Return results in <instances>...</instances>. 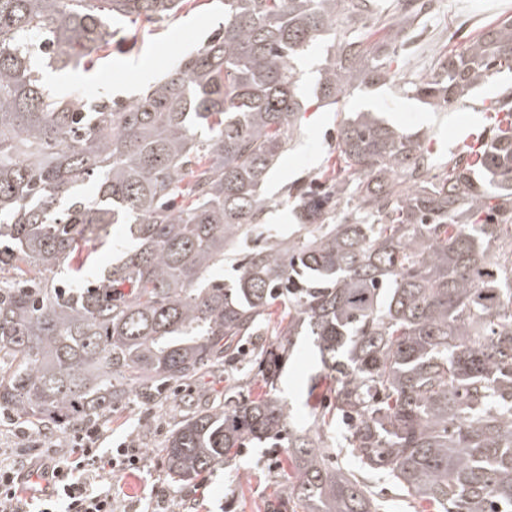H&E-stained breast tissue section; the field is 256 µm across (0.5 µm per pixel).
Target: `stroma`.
Returning <instances> with one entry per match:
<instances>
[{"instance_id": "35a3bbf8", "label": "stroma", "mask_w": 512, "mask_h": 512, "mask_svg": "<svg viewBox=\"0 0 512 512\" xmlns=\"http://www.w3.org/2000/svg\"><path fill=\"white\" fill-rule=\"evenodd\" d=\"M419 5V24L410 30L400 52L404 71L425 75L437 59L460 50L497 18L491 0H412ZM224 11L220 0H194L178 15L145 28L117 25L109 53L84 68L47 74L46 82L59 92L95 99H132L162 76L177 53L198 47L220 28ZM512 94V74L505 73L484 85L475 96L440 109L408 97L399 89L397 77L356 89L336 108L319 106L308 99L298 133L273 167L264 186L272 201L261 216L264 224L288 229L296 223V204L285 195L287 185L314 176L331 163L330 152L340 121L351 113L373 112L406 133L419 136L438 163H447L468 135L487 134L494 121L489 116L491 101ZM250 364L202 374L191 385H178L167 403L146 406L137 400L114 409L103 429V450L129 440L143 451L144 464L137 470L107 474L102 486L126 504L147 512L152 489L166 490L171 512H275L284 489L281 468L287 456L283 448H245L228 464H219L197 480L196 493L172 482L165 473L164 444L173 425L189 406L202 400L219 403L230 389L260 384L251 378ZM320 372L319 359L311 346L300 345L282 368L279 394L296 419L309 417L311 380ZM378 512H422L418 499L399 491L383 474L369 475Z\"/></svg>"}]
</instances>
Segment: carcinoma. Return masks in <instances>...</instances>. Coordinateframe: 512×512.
I'll return each instance as SVG.
<instances>
[{
    "label": "carcinoma",
    "mask_w": 512,
    "mask_h": 512,
    "mask_svg": "<svg viewBox=\"0 0 512 512\" xmlns=\"http://www.w3.org/2000/svg\"><path fill=\"white\" fill-rule=\"evenodd\" d=\"M189 3L0 0V411L66 430L132 396L155 405L277 312L256 361L264 392L177 422L172 481L249 445L286 448L279 507L376 512L330 458L340 424L363 470L434 512H512V127L434 174L413 136L345 118L336 167L288 186L300 223L273 233L263 185L303 110L294 60L332 37L315 92L336 104L390 73L409 17L398 8L369 44L358 30L376 0H224V28L130 101L44 86L41 67L107 51L113 21L151 25ZM506 70L512 15L403 91L442 108ZM113 224L130 246L94 280L51 277ZM226 260L232 275L215 276ZM299 336L328 386L293 428L276 391Z\"/></svg>",
    "instance_id": "obj_1"
}]
</instances>
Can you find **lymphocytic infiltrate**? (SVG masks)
<instances>
[{
    "mask_svg": "<svg viewBox=\"0 0 512 512\" xmlns=\"http://www.w3.org/2000/svg\"><path fill=\"white\" fill-rule=\"evenodd\" d=\"M101 438L98 426L73 430L66 447L0 465V512H121L99 481L111 470L137 469L141 451L123 442L105 455Z\"/></svg>",
    "mask_w": 512,
    "mask_h": 512,
    "instance_id": "1",
    "label": "lymphocytic infiltrate"
}]
</instances>
